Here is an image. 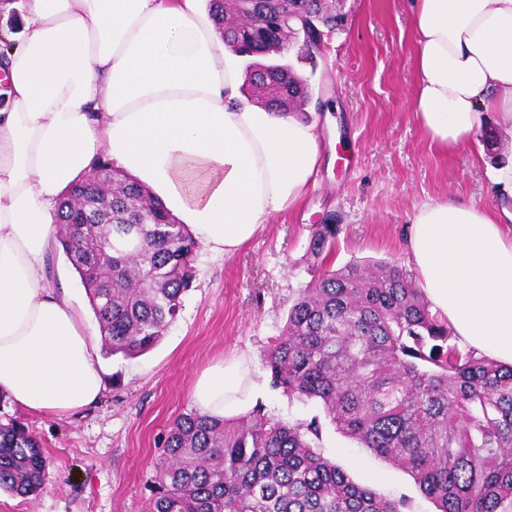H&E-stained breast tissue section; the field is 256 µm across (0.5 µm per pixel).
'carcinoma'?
Segmentation results:
<instances>
[{
  "label": "carcinoma",
  "instance_id": "1",
  "mask_svg": "<svg viewBox=\"0 0 512 512\" xmlns=\"http://www.w3.org/2000/svg\"><path fill=\"white\" fill-rule=\"evenodd\" d=\"M240 55L315 61L340 15L327 0H270L251 21L209 0ZM288 15L289 24L267 16ZM274 110L304 111L307 80L284 63L245 74ZM65 191L57 238L85 288L107 355H139L175 321L195 280L199 244L149 190L110 162ZM340 227L318 224L310 253L330 255ZM270 385L323 405L330 423L411 475L437 512H512V366L460 347L447 319L391 263L326 269L297 291L265 356ZM314 417L275 420L258 405L222 422L196 410L170 427L150 512H407L353 483L313 449ZM44 485L42 448L16 421L0 424V490Z\"/></svg>",
  "mask_w": 512,
  "mask_h": 512
}]
</instances>
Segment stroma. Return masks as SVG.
I'll return each instance as SVG.
<instances>
[{
	"label": "stroma",
	"instance_id": "1",
	"mask_svg": "<svg viewBox=\"0 0 512 512\" xmlns=\"http://www.w3.org/2000/svg\"><path fill=\"white\" fill-rule=\"evenodd\" d=\"M343 26L329 33L315 62L283 59L309 78L307 116L324 155L317 185L295 210L274 217L232 256L199 250L196 278L165 336L135 357H102L105 389L94 409L52 418L0 402V423L17 419L46 458L43 489L28 497L0 491V512H150L152 477L173 421L192 410L194 376L220 357L244 355L260 385L258 404L284 422L323 418L317 401L270 386L264 355L280 335L298 289L323 265L392 261L411 281L417 271L405 236L418 205L431 200L512 210V191L493 183L478 153L483 137L443 153L412 111L416 44L409 0H337ZM341 231L327 260L310 256L315 225ZM317 451L377 494L406 498L410 512H435L411 476L325 423Z\"/></svg>",
	"mask_w": 512,
	"mask_h": 512
}]
</instances>
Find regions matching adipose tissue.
<instances>
[{
	"instance_id": "obj_1",
	"label": "adipose tissue",
	"mask_w": 512,
	"mask_h": 512,
	"mask_svg": "<svg viewBox=\"0 0 512 512\" xmlns=\"http://www.w3.org/2000/svg\"><path fill=\"white\" fill-rule=\"evenodd\" d=\"M202 0H22L0 32V394L68 417L104 390L99 341L48 279L57 204L105 157L162 201L205 249L234 254L315 186V123L239 91L236 55ZM413 110L430 144H471L479 115L512 122V0H413ZM407 251L432 312L460 346L512 365V214L448 200L416 208ZM251 361L210 364L200 413L243 416Z\"/></svg>"
}]
</instances>
